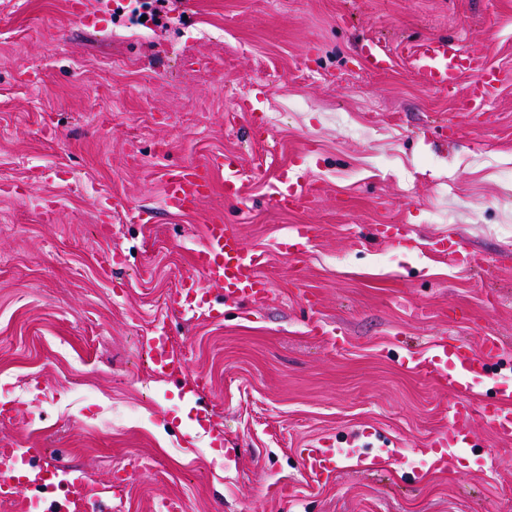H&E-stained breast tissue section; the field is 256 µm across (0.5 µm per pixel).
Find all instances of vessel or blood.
Listing matches in <instances>:
<instances>
[{
	"instance_id": "vessel-or-blood-1",
	"label": "vessel or blood",
	"mask_w": 512,
	"mask_h": 512,
	"mask_svg": "<svg viewBox=\"0 0 512 512\" xmlns=\"http://www.w3.org/2000/svg\"><path fill=\"white\" fill-rule=\"evenodd\" d=\"M361 54L371 71H385L391 65L390 56L377 44H364ZM412 68L429 86L451 96L455 95L460 79L468 78V94L460 106L472 112L482 110L503 80L502 74L487 68L483 60L462 54L453 45L440 40L420 45L412 56ZM239 167L238 155L224 153L214 156L207 169L189 166L170 173L165 186V209L178 214L197 211L212 191V174L216 171L224 175L225 198L242 199L244 184L238 176ZM313 195L314 190L304 173L287 168L278 177L272 201L278 208L293 209L310 204ZM204 237V244L193 253L195 273L184 278L172 294V309L201 311L209 319H222L223 311L211 298L210 290L214 287L231 299L251 304L260 302L268 291L267 281L259 274L263 253L248 249L219 218L208 219ZM148 348L152 374L179 379L180 397L193 410L194 426L205 430L214 441H223L222 429L200 405L207 384L202 377L188 375L185 360L172 336L162 330L155 332L148 340ZM502 351V340L492 336L485 339L477 352L438 339L428 346L425 354L411 352L403 356L402 363L407 369L431 377L454 397L448 409L447 427L424 450L435 472H448L458 450L469 447L473 415L470 396L475 385L489 378L490 368ZM495 391L498 402L494 408L485 410L484 415L497 438L512 441V383L496 382ZM300 454L307 477L318 482L335 476L339 460L351 459L362 466L377 461L368 443L354 442L349 447L338 448L322 440L301 449ZM54 485L61 486L62 491L49 497L45 512H94L90 486L84 477L72 471L49 464L24 475L13 468L0 472V498L10 500L17 512H28L32 503L30 491H44Z\"/></svg>"
}]
</instances>
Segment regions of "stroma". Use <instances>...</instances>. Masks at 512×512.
<instances>
[{"label":"stroma","mask_w":512,"mask_h":512,"mask_svg":"<svg viewBox=\"0 0 512 512\" xmlns=\"http://www.w3.org/2000/svg\"><path fill=\"white\" fill-rule=\"evenodd\" d=\"M86 3L81 26L68 0H0V403L13 410L0 443L85 472L103 512L167 497L187 512H512V443L480 412L485 382L472 433L491 471L465 450L447 474L420 456L373 472L344 460L319 485L299 455L373 431L424 447L451 398L401 358L434 340L500 338L512 381V80L463 112L411 66L435 39L512 71V0H154L156 25ZM370 40L392 58L385 73L358 53ZM257 88L268 124L255 136L237 103ZM228 151L242 200H225L218 174L197 212L163 211L170 171ZM293 162L318 194L285 211L271 197ZM211 217L265 253L269 282L256 305L213 291L219 322L167 306ZM293 224L313 227L299 255L282 247ZM386 224L408 241L383 239ZM441 240L484 256L487 274L435 253ZM161 326L207 380L223 446L184 443L179 382L143 355ZM132 456L152 467L113 498Z\"/></svg>","instance_id":"stroma-1"}]
</instances>
